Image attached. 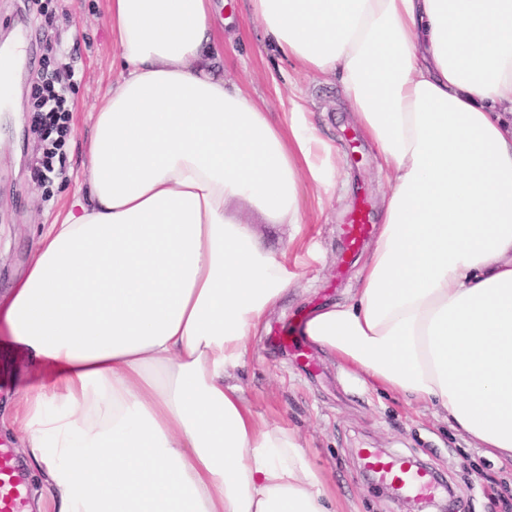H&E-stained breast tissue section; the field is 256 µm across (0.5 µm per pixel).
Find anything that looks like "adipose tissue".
Wrapping results in <instances>:
<instances>
[{
    "mask_svg": "<svg viewBox=\"0 0 512 512\" xmlns=\"http://www.w3.org/2000/svg\"><path fill=\"white\" fill-rule=\"evenodd\" d=\"M301 72L335 77L387 173L350 299L301 334L512 464V0H249ZM121 77L86 194L0 299L36 385L14 424L54 512H340L297 430L236 372L293 283L261 224H301L333 147L214 67L215 0H108Z\"/></svg>",
    "mask_w": 512,
    "mask_h": 512,
    "instance_id": "obj_1",
    "label": "adipose tissue"
}]
</instances>
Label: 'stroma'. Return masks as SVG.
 Returning a JSON list of instances; mask_svg holds the SVG:
<instances>
[{
  "label": "stroma",
  "instance_id": "obj_1",
  "mask_svg": "<svg viewBox=\"0 0 512 512\" xmlns=\"http://www.w3.org/2000/svg\"><path fill=\"white\" fill-rule=\"evenodd\" d=\"M232 2L235 21L224 30L220 52L225 78L265 102L282 126L289 122V95L301 92L318 134L335 145L342 173L332 194L307 187L297 234L281 224L258 227L270 251H287L296 279L269 314L266 334L251 338L246 363L237 372L253 412L301 433L344 512H512V468L478 455L423 406L363 388L300 336L299 327L313 310L344 301L355 286L371 246L363 244L351 264H344L340 228L362 198L371 224H380L387 180L375 149L343 109L335 80L297 73L270 49L247 0ZM47 9L57 17L50 28L33 0H0V41L24 38L29 52L14 65L11 107L0 109L1 297L25 274L44 226L65 213L82 186L93 102L119 77L106 0H48ZM66 52L75 70L65 92L69 130L61 162L48 170L30 111L31 92L44 64L60 67ZM284 326L305 346L308 365L269 343L268 331ZM25 378L22 371L0 372V446H18V433L4 423L12 418ZM363 448L419 459L437 476L438 493L427 500L401 496L379 478H367L359 456Z\"/></svg>",
  "mask_w": 512,
  "mask_h": 512
}]
</instances>
